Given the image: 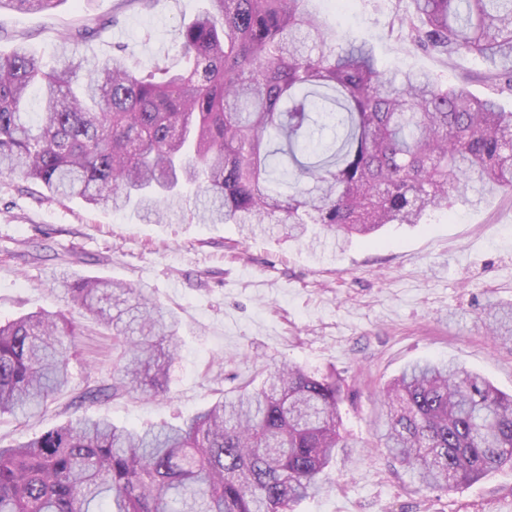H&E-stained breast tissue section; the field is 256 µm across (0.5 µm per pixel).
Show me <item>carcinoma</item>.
<instances>
[{"label": "carcinoma", "mask_w": 512, "mask_h": 512, "mask_svg": "<svg viewBox=\"0 0 512 512\" xmlns=\"http://www.w3.org/2000/svg\"><path fill=\"white\" fill-rule=\"evenodd\" d=\"M312 2L205 0L180 32L178 68L165 57L133 67L122 53L76 61L67 38L50 70L22 43L0 52V175L245 236L276 224L311 244L420 224L468 190L512 189V110L499 102L512 97V0H397L392 25L415 48L485 64V97L424 72L385 73L369 40L347 38ZM35 84L41 111L28 112ZM66 291L112 333V377L86 376L79 399L165 393L177 315L110 279H74ZM486 326L511 340L512 308L490 307ZM71 335L48 311L0 322V416L33 417L72 387ZM344 396L336 374L288 363L179 425L78 418L0 447V512H294L339 450L355 447L340 432ZM380 400L381 444L419 486L448 490L512 467V395L478 373L416 361Z\"/></svg>", "instance_id": "obj_1"}]
</instances>
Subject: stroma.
Masks as SVG:
<instances>
[{"mask_svg": "<svg viewBox=\"0 0 512 512\" xmlns=\"http://www.w3.org/2000/svg\"><path fill=\"white\" fill-rule=\"evenodd\" d=\"M202 0H64L48 12L0 11V49L24 41L53 66L63 38L91 19L101 35L74 41L79 56L131 61L168 56L178 64L179 30ZM351 39H368L389 72L425 71L449 84L489 89L476 60L449 63L390 32L391 0H313ZM146 288L181 321V351L167 393L89 405L67 391L41 415L0 418V446L28 440L81 415L119 426L176 424L255 376L293 362L336 372L355 391L342 406L354 448L338 456L325 489L296 512H512V469L456 490L422 489L378 445L380 388L410 362L451 359L512 393V343L482 323L488 304H512V193L455 197L424 223L387 225L380 236L339 249L313 247L278 232L241 240L232 224L162 223L131 210L113 213L80 200L49 198L38 183L0 175V320L64 313L76 336L71 371L107 378L112 338L70 311L63 274Z\"/></svg>", "mask_w": 512, "mask_h": 512, "instance_id": "stroma-1", "label": "stroma"}]
</instances>
